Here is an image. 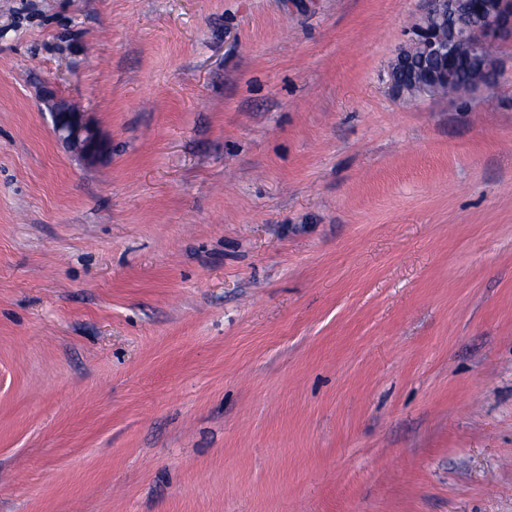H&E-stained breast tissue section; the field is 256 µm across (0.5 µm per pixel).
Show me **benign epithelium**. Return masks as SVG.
Wrapping results in <instances>:
<instances>
[{
	"label": "benign epithelium",
	"mask_w": 512,
	"mask_h": 512,
	"mask_svg": "<svg viewBox=\"0 0 512 512\" xmlns=\"http://www.w3.org/2000/svg\"><path fill=\"white\" fill-rule=\"evenodd\" d=\"M463 0H422L421 14L406 31L405 43L399 48L389 69L392 91L404 95V83L421 76L435 83L448 82L453 67V48L464 40L471 42L472 51L482 60L484 71L492 77L498 74V62L492 46L512 37V0H473L471 15L481 26L456 24L455 18ZM429 15L448 19V36L441 38L425 24ZM421 51L422 64L412 65L413 51ZM54 137L88 160H95L106 150V143L93 127L86 113L63 101L48 104Z\"/></svg>",
	"instance_id": "1"
}]
</instances>
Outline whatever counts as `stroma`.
Returning <instances> with one entry per match:
<instances>
[{"mask_svg":"<svg viewBox=\"0 0 512 512\" xmlns=\"http://www.w3.org/2000/svg\"><path fill=\"white\" fill-rule=\"evenodd\" d=\"M420 7L0 0V512H512V39L398 98ZM54 137L88 160H95L106 150V143L93 127L86 112L64 101L47 102Z\"/></svg>","mask_w":512,"mask_h":512,"instance_id":"35a3bbf8","label":"stroma"}]
</instances>
